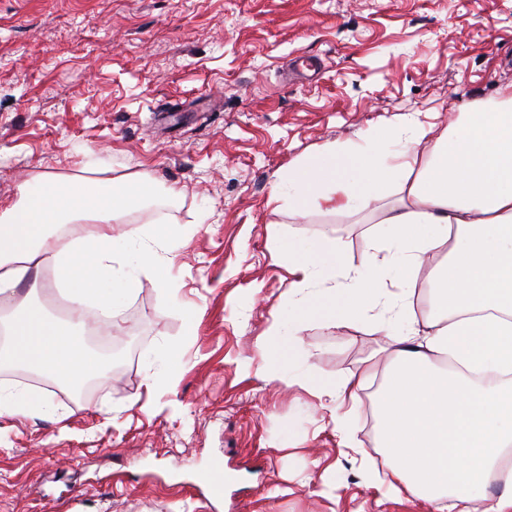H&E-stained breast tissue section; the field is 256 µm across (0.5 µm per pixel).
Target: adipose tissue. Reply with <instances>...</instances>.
<instances>
[{
  "label": "adipose tissue",
  "mask_w": 512,
  "mask_h": 512,
  "mask_svg": "<svg viewBox=\"0 0 512 512\" xmlns=\"http://www.w3.org/2000/svg\"><path fill=\"white\" fill-rule=\"evenodd\" d=\"M272 199L304 218L384 209L393 235L373 238L364 274L346 272L335 228L318 230L307 249L276 237L301 276L288 300L303 320L339 329L379 306L395 311L404 327L387 347L374 411L378 446L402 489L432 512H469L477 499L482 512H512V472L499 467L512 448V96L449 130L411 119L378 126L361 145H324L289 169ZM156 200L143 180L48 175L0 209V304L49 260L72 308L64 322L35 303H12L9 362L72 384L98 371L79 335L86 308L112 318L151 268L153 245L177 246L168 224L110 232ZM77 222L87 232L60 236ZM443 246L444 261L425 270ZM423 289L429 313L420 321L408 309ZM495 482L506 494L485 497Z\"/></svg>",
  "instance_id": "adipose-tissue-1"
}]
</instances>
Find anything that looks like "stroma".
I'll return each mask as SVG.
<instances>
[{
	"label": "stroma",
	"mask_w": 512,
	"mask_h": 512,
	"mask_svg": "<svg viewBox=\"0 0 512 512\" xmlns=\"http://www.w3.org/2000/svg\"><path fill=\"white\" fill-rule=\"evenodd\" d=\"M507 94L512 0H0V207L46 174L181 192L112 226L180 234L113 319L85 324V340L125 343L120 373L77 396L0 370L47 402L0 414V512H431L389 465L363 466L381 453L373 386L342 403L319 388L386 345L377 317L305 323L287 364L265 356L296 280L272 237L335 227L360 269L389 225L297 223L271 196L325 144L412 117L449 128Z\"/></svg>",
	"instance_id": "stroma-1"
}]
</instances>
